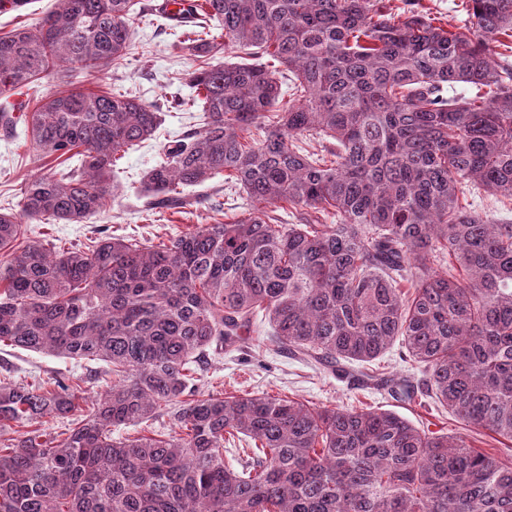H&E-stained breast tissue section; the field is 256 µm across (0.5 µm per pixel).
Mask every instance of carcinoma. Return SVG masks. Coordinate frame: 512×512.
Listing matches in <instances>:
<instances>
[{
	"label": "carcinoma",
	"instance_id": "obj_1",
	"mask_svg": "<svg viewBox=\"0 0 512 512\" xmlns=\"http://www.w3.org/2000/svg\"><path fill=\"white\" fill-rule=\"evenodd\" d=\"M174 3L196 67L173 107L202 123L165 147L144 206L179 211L185 188L220 174L250 209L160 245L15 242L25 219L84 223L112 204L117 162L161 109L79 85L123 65L130 22L165 7L57 0L38 26L0 36L7 132L11 96L61 65L78 84L24 115L36 152L78 164L29 178L20 212L0 211V347L102 361L115 376L87 415L67 386L0 381V429L73 417L62 434L0 448V512H512V463L460 435L388 410L189 397L207 349L241 347L263 312L271 346L338 377L355 365L412 401L419 386L372 369L400 341L434 403L512 442V224L460 197L469 182L512 198V0H462L454 31L381 0ZM230 48L252 62L212 64ZM313 135L333 143L310 152L299 139ZM280 204L303 209L300 223H275ZM159 410L175 431L112 440ZM228 438L243 443L238 469L224 464Z\"/></svg>",
	"mask_w": 512,
	"mask_h": 512
}]
</instances>
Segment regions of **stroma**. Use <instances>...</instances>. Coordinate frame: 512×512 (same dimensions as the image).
<instances>
[{
	"instance_id": "obj_1",
	"label": "stroma",
	"mask_w": 512,
	"mask_h": 512,
	"mask_svg": "<svg viewBox=\"0 0 512 512\" xmlns=\"http://www.w3.org/2000/svg\"><path fill=\"white\" fill-rule=\"evenodd\" d=\"M393 12L412 7L427 13L444 27L455 29L466 18L461 0H384ZM183 29L166 18L133 24L130 29V53L124 68L96 75L88 84L91 90L127 91L144 102L163 106L166 99L182 92L181 78L193 60L180 48ZM200 113L164 109L162 123L154 136L140 144L116 167L112 181L117 194L106 212L85 224L26 223V237L55 246H85L92 240L110 236L134 243H158L197 228L223 221V214L210 211L209 196L222 194L226 207L244 213L243 194L224 193L223 177L201 186L186 188L192 205L186 212L152 213L141 208L138 197L145 173L163 156L165 145L197 127ZM51 164L34 151L27 139L0 134V208H17L26 178L50 172ZM271 327L265 316H258L255 331L242 349H208L206 368L196 382L197 393L220 397L240 395H278L315 407H349L390 410L416 426L439 433L466 436L470 445L496 449L504 462H512V442L483 432L474 433L438 409L427 397L413 404L391 399L383 390L362 387L352 381L318 369L310 362L288 352L272 350L268 345ZM21 384H50L59 378L75 385L81 409L112 384L105 363L60 358L20 349L0 350V379Z\"/></svg>"
}]
</instances>
